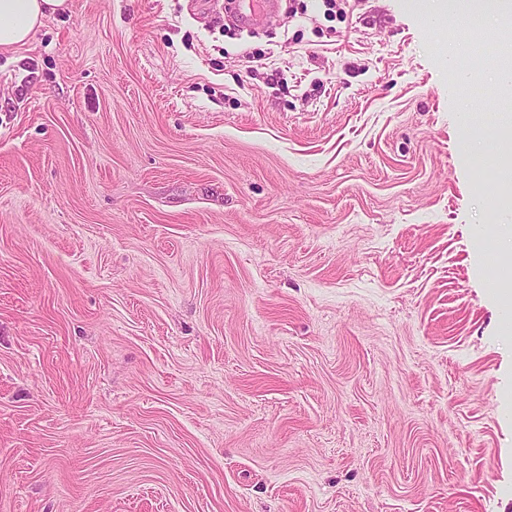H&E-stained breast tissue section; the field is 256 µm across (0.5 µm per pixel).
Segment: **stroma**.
<instances>
[{"mask_svg": "<svg viewBox=\"0 0 512 512\" xmlns=\"http://www.w3.org/2000/svg\"><path fill=\"white\" fill-rule=\"evenodd\" d=\"M0 52V512H512V207L407 0H70ZM235 4V14L237 16V18L239 19L240 22L244 23V24H250L252 23L255 18V12H254V9H253V4L254 3H262L264 4V10H265V14H266V17L268 18H272L276 11H277V7H278V2L277 1H271V0H258V1H254V0H242V1H236V2H233ZM242 4L246 6V8L249 9V12H246L242 9ZM492 240L497 244L499 270L496 288L501 298L512 300V227L498 230Z\"/></svg>", "mask_w": 512, "mask_h": 512, "instance_id": "obj_1", "label": "stroma"}]
</instances>
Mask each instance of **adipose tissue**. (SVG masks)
Here are the masks:
<instances>
[{
	"label": "adipose tissue",
	"mask_w": 512,
	"mask_h": 512,
	"mask_svg": "<svg viewBox=\"0 0 512 512\" xmlns=\"http://www.w3.org/2000/svg\"><path fill=\"white\" fill-rule=\"evenodd\" d=\"M410 4L440 18L466 14L482 27H512V0H410ZM69 8V0H0V51L26 45L46 18Z\"/></svg>",
	"instance_id": "1"
}]
</instances>
